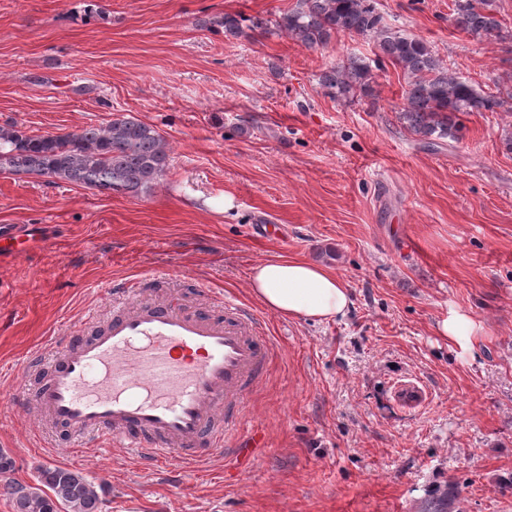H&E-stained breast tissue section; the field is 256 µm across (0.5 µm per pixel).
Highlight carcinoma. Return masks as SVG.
<instances>
[{
    "label": "carcinoma",
    "mask_w": 512,
    "mask_h": 512,
    "mask_svg": "<svg viewBox=\"0 0 512 512\" xmlns=\"http://www.w3.org/2000/svg\"><path fill=\"white\" fill-rule=\"evenodd\" d=\"M246 19L226 14L215 24L224 37L245 35ZM453 22L472 39L512 43V31L497 17L494 0H455ZM274 30L306 47L327 44L343 33L373 40L382 57L400 69L406 84L398 119L419 140L457 139L460 116L473 112H512V74L487 93L461 80L438 58L426 40L392 30L372 0H296L273 23L256 20L250 29ZM321 86L337 101L375 93V76L366 59L350 56L320 76ZM168 149L158 130L117 115L104 126H85L62 134L29 135L15 124L0 126V173L45 178L101 193L137 196L147 192L168 169ZM13 512H102L97 487L80 472L47 467L37 485L7 482L0 487Z\"/></svg>",
    "instance_id": "carcinoma-1"
}]
</instances>
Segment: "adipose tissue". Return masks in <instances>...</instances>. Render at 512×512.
I'll return each mask as SVG.
<instances>
[{
	"mask_svg": "<svg viewBox=\"0 0 512 512\" xmlns=\"http://www.w3.org/2000/svg\"><path fill=\"white\" fill-rule=\"evenodd\" d=\"M252 296L268 311L318 322L345 315L351 304L345 282L331 270L306 260L278 257L255 264L250 272ZM439 332L458 348L472 350L482 323L470 312L449 310Z\"/></svg>",
	"mask_w": 512,
	"mask_h": 512,
	"instance_id": "1",
	"label": "adipose tissue"
}]
</instances>
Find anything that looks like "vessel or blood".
<instances>
[{
    "label": "vessel or blood",
    "mask_w": 512,
    "mask_h": 512,
    "mask_svg": "<svg viewBox=\"0 0 512 512\" xmlns=\"http://www.w3.org/2000/svg\"><path fill=\"white\" fill-rule=\"evenodd\" d=\"M69 337L26 377L42 415L76 447L109 443L153 464L183 466L216 449L255 444L240 411L266 369L260 319L228 297L217 318L142 301Z\"/></svg>",
    "instance_id": "obj_1"
}]
</instances>
